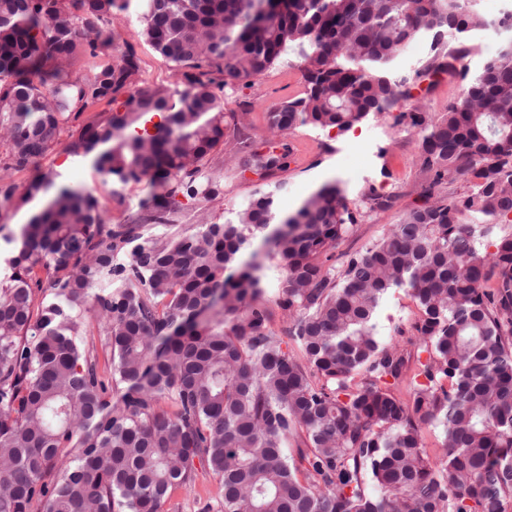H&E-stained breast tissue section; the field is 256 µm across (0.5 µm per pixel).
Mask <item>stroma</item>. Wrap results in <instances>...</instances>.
I'll return each instance as SVG.
<instances>
[{"label": "stroma", "mask_w": 512, "mask_h": 512, "mask_svg": "<svg viewBox=\"0 0 512 512\" xmlns=\"http://www.w3.org/2000/svg\"><path fill=\"white\" fill-rule=\"evenodd\" d=\"M122 36L134 44L141 59L143 77L147 84H171L176 77L166 60L148 45L141 43L140 24L136 14H129L119 22ZM482 38L467 41L449 37L447 50L467 45L468 50L458 61L456 77L440 75L422 78V91L417 101L402 100L389 113L373 116L344 135L312 127H300L285 138L290 147L288 167L271 176L250 171L235 170L232 163L216 158L215 163L224 176V196L211 204L209 218L214 222L233 220L237 212L258 190L273 192L281 212L294 211L313 191L324 184H336L345 195L351 209L360 213L352 234L337 245L340 254L364 250L380 238L389 225L398 223L406 211L415 206L424 181L419 153V130L403 119V112L421 105L429 117H438L457 103L463 93L466 78L477 75L484 63L479 54ZM304 80L299 68L297 47H289L281 59L250 86L241 87L227 101V107L236 112H248L249 132L255 141L268 135L266 112L269 107L300 97ZM42 168L53 170L61 180L72 185L94 190L103 208L112 212L114 223H127L149 204L153 194L150 182L124 187V205H115L112 184L106 183L92 163L84 158L64 153L52 154L41 162ZM391 197L389 209L377 213L365 210L368 193ZM418 317L412 299L404 293L390 295L377 318L381 340L394 338L396 327L410 328ZM221 495L218 478L208 469L196 471L193 484L175 489L163 506L164 512H202L205 504H217Z\"/></svg>", "instance_id": "35a3bbf8"}]
</instances>
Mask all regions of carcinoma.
I'll return each instance as SVG.
<instances>
[{"instance_id":"carcinoma-1","label":"carcinoma","mask_w":512,"mask_h":512,"mask_svg":"<svg viewBox=\"0 0 512 512\" xmlns=\"http://www.w3.org/2000/svg\"><path fill=\"white\" fill-rule=\"evenodd\" d=\"M133 5L181 82L144 84L115 25ZM490 27L472 0H0V211L45 199L0 235V512H162L197 463L220 480L221 512H512V230L461 219L512 214V42L460 103L409 113L427 183L364 251L332 262L358 224L334 184L291 213L258 190L235 221H206L224 194L212 155L283 170L288 132L345 134L411 98L390 78L411 44ZM292 45L306 91L268 110L259 148L226 100ZM81 57L94 64L76 76ZM459 59L416 78L455 77ZM59 149L122 186L154 183L157 205L112 223L40 167ZM462 178V196L434 194ZM188 205L193 229L177 224ZM149 222L167 230L147 236ZM399 290L419 316L384 342L375 318ZM271 302L299 354L271 329ZM85 319L90 325L95 336H88V343L94 346V353L97 358L100 373L108 378L111 367V352L106 345L103 336H98L96 318L93 312H85Z\"/></svg>"}]
</instances>
